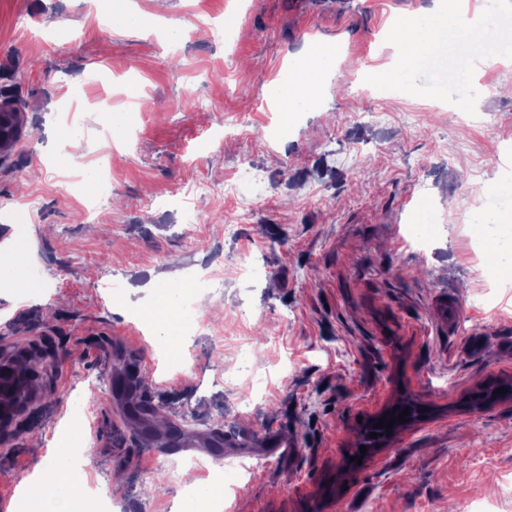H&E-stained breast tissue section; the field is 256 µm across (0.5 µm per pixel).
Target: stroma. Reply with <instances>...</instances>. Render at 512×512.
Listing matches in <instances>:
<instances>
[{
  "label": "stroma",
  "instance_id": "obj_1",
  "mask_svg": "<svg viewBox=\"0 0 512 512\" xmlns=\"http://www.w3.org/2000/svg\"><path fill=\"white\" fill-rule=\"evenodd\" d=\"M433 3L167 0L160 28L103 31L118 0H0V102L26 122L0 155V243L30 218L33 282L0 290V355L28 350L41 373L0 435V512H19L18 478L76 418L86 487L122 476L110 512H185L182 475L164 476L113 390L131 357L164 416L223 433L194 473L230 486L229 512H512V400L469 406L512 380V271L476 232L491 210L512 237V62L474 73L476 112L458 119L365 82L396 63L395 21ZM314 41L341 61L283 121L272 89ZM105 150L112 201L90 217L70 179ZM246 161L258 178L226 194ZM161 273L194 316L193 333L173 325L176 351L137 313ZM404 397L423 418L354 462L362 420Z\"/></svg>",
  "mask_w": 512,
  "mask_h": 512
}]
</instances>
